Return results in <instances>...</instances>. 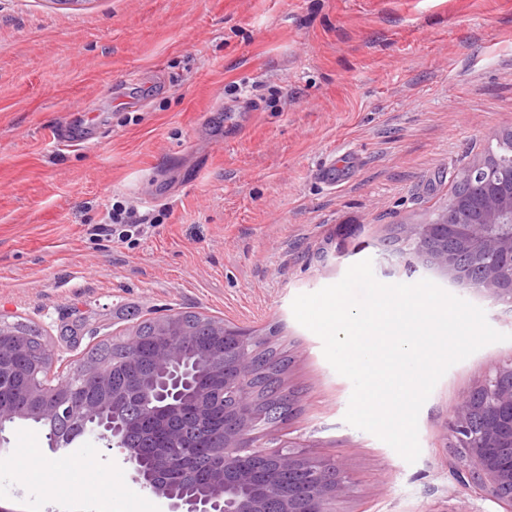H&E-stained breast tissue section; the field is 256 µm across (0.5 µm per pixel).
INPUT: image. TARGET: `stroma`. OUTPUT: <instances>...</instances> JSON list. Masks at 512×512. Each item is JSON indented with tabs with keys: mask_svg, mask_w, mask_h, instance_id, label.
<instances>
[{
	"mask_svg": "<svg viewBox=\"0 0 512 512\" xmlns=\"http://www.w3.org/2000/svg\"><path fill=\"white\" fill-rule=\"evenodd\" d=\"M86 143L58 142L66 128ZM512 131V0H0V322L35 323L56 383L102 341L177 311L280 327L302 406L272 436L356 475L335 512H497L462 485L450 408L512 358V307L477 291L509 339L453 365L407 463L345 421L353 385L291 304L448 203L457 175ZM356 156L347 184L320 165ZM157 222L91 235L113 205ZM0 453L13 512H166L90 436L59 458L22 423ZM42 450L40 476L19 465Z\"/></svg>",
	"mask_w": 512,
	"mask_h": 512,
	"instance_id": "35a3bbf8",
	"label": "stroma"
}]
</instances>
